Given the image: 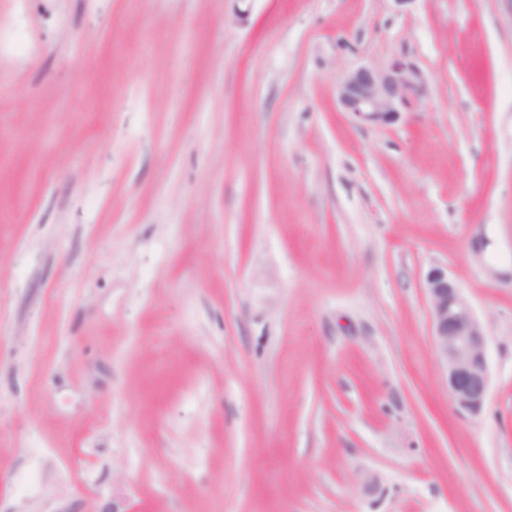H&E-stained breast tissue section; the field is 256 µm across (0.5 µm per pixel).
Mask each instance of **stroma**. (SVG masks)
Wrapping results in <instances>:
<instances>
[{"mask_svg": "<svg viewBox=\"0 0 512 512\" xmlns=\"http://www.w3.org/2000/svg\"><path fill=\"white\" fill-rule=\"evenodd\" d=\"M1 18L0 512H512V0ZM393 57L424 94L358 124L338 83ZM436 264L488 336L476 416ZM433 341L448 394L461 415H478L490 389L488 338L471 304L448 276V268L434 265L426 273Z\"/></svg>", "mask_w": 512, "mask_h": 512, "instance_id": "obj_1", "label": "stroma"}]
</instances>
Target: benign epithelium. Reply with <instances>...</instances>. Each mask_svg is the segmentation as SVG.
Here are the masks:
<instances>
[{"instance_id":"7a95c632","label":"benign epithelium","mask_w":512,"mask_h":512,"mask_svg":"<svg viewBox=\"0 0 512 512\" xmlns=\"http://www.w3.org/2000/svg\"><path fill=\"white\" fill-rule=\"evenodd\" d=\"M423 92L418 67L402 57L359 67L337 86L344 110L356 122L371 125L399 121ZM424 288L448 394L459 414L475 416L483 409L490 389L487 335L471 304L448 276V267L432 266L425 275Z\"/></svg>"}]
</instances>
